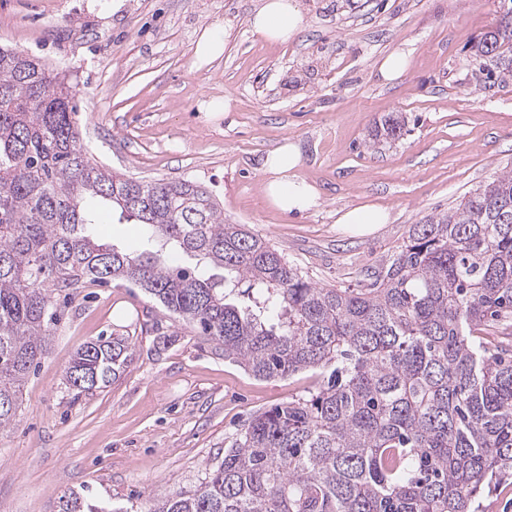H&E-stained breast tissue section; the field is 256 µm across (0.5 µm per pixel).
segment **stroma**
<instances>
[{
  "instance_id": "stroma-1",
  "label": "stroma",
  "mask_w": 512,
  "mask_h": 512,
  "mask_svg": "<svg viewBox=\"0 0 512 512\" xmlns=\"http://www.w3.org/2000/svg\"><path fill=\"white\" fill-rule=\"evenodd\" d=\"M258 0H0V46L65 70L81 144L98 164L142 180L209 190L242 224L322 286L356 288L410 225L455 207L512 167V72L475 44L506 0H301L307 28L284 47L253 36ZM222 55L199 63L209 31ZM412 67L381 83L392 50ZM232 110H225V97ZM402 115L398 139L376 122ZM291 142L319 204L283 214L266 200L263 163ZM390 212L368 234L340 224L349 207ZM98 236L143 250L147 230L103 206ZM49 350L31 371L15 425L0 429V512H57L70 492L140 512L193 489L259 410L303 396L305 375L260 380L196 327L122 281L54 300ZM126 337L131 360L107 387L79 392L76 350Z\"/></svg>"
}]
</instances>
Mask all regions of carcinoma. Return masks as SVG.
I'll return each instance as SVG.
<instances>
[{
    "instance_id": "obj_1",
    "label": "carcinoma",
    "mask_w": 512,
    "mask_h": 512,
    "mask_svg": "<svg viewBox=\"0 0 512 512\" xmlns=\"http://www.w3.org/2000/svg\"><path fill=\"white\" fill-rule=\"evenodd\" d=\"M477 51L511 52L512 33ZM76 113L65 74L0 48V428L47 351L52 295L121 280L258 379L323 374L308 397L256 412L195 488L142 512H479L512 479V342L488 335L512 316L511 169L410 225L365 287L328 288L224 223L206 188L92 162ZM404 126L390 115L372 138ZM94 199L146 226L149 248L98 239ZM129 358L126 338L101 336L67 381L103 388ZM60 512L125 510L73 493Z\"/></svg>"
}]
</instances>
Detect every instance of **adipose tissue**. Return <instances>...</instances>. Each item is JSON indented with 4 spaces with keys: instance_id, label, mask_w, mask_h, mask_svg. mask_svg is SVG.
I'll use <instances>...</instances> for the list:
<instances>
[{
    "instance_id": "1",
    "label": "adipose tissue",
    "mask_w": 512,
    "mask_h": 512,
    "mask_svg": "<svg viewBox=\"0 0 512 512\" xmlns=\"http://www.w3.org/2000/svg\"><path fill=\"white\" fill-rule=\"evenodd\" d=\"M307 25L300 0H259L249 18L252 35L278 45L295 41ZM300 164V152L290 142L266 156L263 192L268 202L280 212L302 213L318 201L316 188L297 175Z\"/></svg>"
}]
</instances>
